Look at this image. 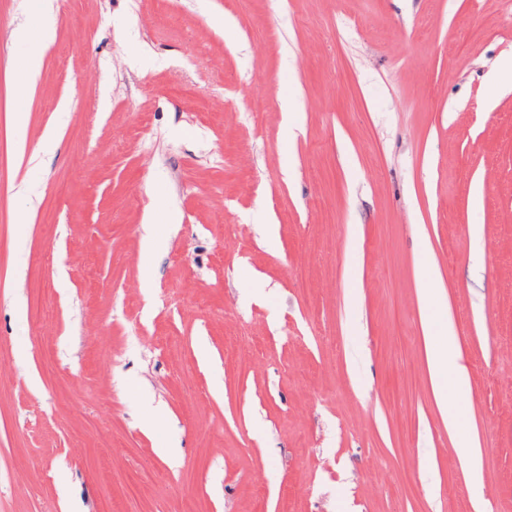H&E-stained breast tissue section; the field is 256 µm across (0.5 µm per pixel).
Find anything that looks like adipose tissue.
<instances>
[{
	"label": "adipose tissue",
	"mask_w": 512,
	"mask_h": 512,
	"mask_svg": "<svg viewBox=\"0 0 512 512\" xmlns=\"http://www.w3.org/2000/svg\"><path fill=\"white\" fill-rule=\"evenodd\" d=\"M460 345L456 336L440 340L432 349L430 365L437 380V397L448 413L449 427H461L459 406L469 398V387L459 365Z\"/></svg>",
	"instance_id": "adipose-tissue-1"
}]
</instances>
